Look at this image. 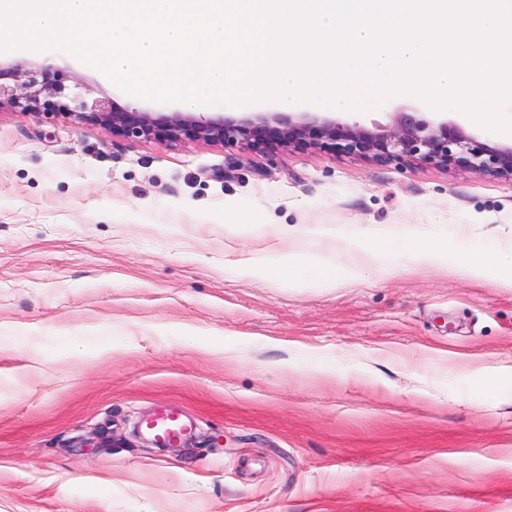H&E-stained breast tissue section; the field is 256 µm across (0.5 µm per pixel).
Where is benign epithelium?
<instances>
[{
	"label": "benign epithelium",
	"instance_id": "obj_1",
	"mask_svg": "<svg viewBox=\"0 0 512 512\" xmlns=\"http://www.w3.org/2000/svg\"><path fill=\"white\" fill-rule=\"evenodd\" d=\"M65 69L0 66V106L24 115H61L100 125L126 140L211 141L241 144L268 157L284 149H317L378 163L466 169L512 182V146H491L460 127L422 112H402L391 125L372 129L304 112H257L247 117L201 116L193 112H147L121 106L107 96L80 92Z\"/></svg>",
	"mask_w": 512,
	"mask_h": 512
}]
</instances>
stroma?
Segmentation results:
<instances>
[{
    "mask_svg": "<svg viewBox=\"0 0 512 512\" xmlns=\"http://www.w3.org/2000/svg\"><path fill=\"white\" fill-rule=\"evenodd\" d=\"M430 229L512 255V183L0 108V512H512V385L486 373L512 368V271L384 273L345 242ZM279 251L371 274L248 275ZM166 403L193 430L162 449L137 426Z\"/></svg>",
    "mask_w": 512,
    "mask_h": 512,
    "instance_id": "stroma-1",
    "label": "stroma"
}]
</instances>
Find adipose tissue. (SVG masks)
<instances>
[{"mask_svg": "<svg viewBox=\"0 0 512 512\" xmlns=\"http://www.w3.org/2000/svg\"><path fill=\"white\" fill-rule=\"evenodd\" d=\"M351 247L373 253L376 257L398 262H427L435 264L458 263L460 254H467L468 263L464 271L471 276H481L490 271L489 260L496 253L495 246L487 241H472L462 250L449 248L441 236L430 233L420 240L405 243L388 238L370 236L355 237ZM250 272L254 277L269 279L281 277L284 284L291 288H307L315 285H335L341 279V272L319 257H300L287 252L277 253L252 264Z\"/></svg>", "mask_w": 512, "mask_h": 512, "instance_id": "ef3b65f1", "label": "adipose tissue"}]
</instances>
